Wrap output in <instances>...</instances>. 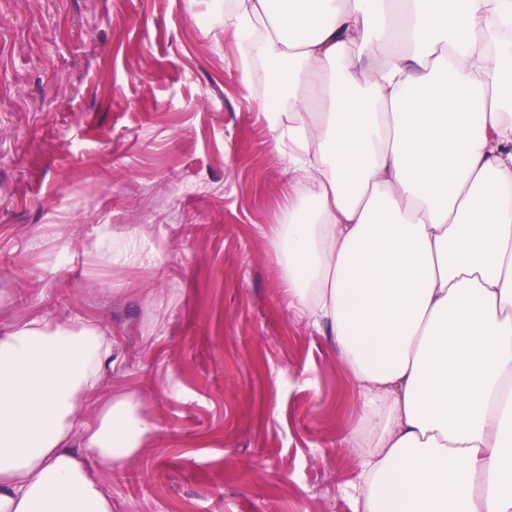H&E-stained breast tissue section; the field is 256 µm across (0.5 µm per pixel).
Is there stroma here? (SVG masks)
<instances>
[{"mask_svg":"<svg viewBox=\"0 0 512 512\" xmlns=\"http://www.w3.org/2000/svg\"><path fill=\"white\" fill-rule=\"evenodd\" d=\"M227 6L0 0V302L111 334L83 420L122 391L151 427L115 512H355L359 389L283 284L278 99ZM141 235L156 264L108 262Z\"/></svg>","mask_w":512,"mask_h":512,"instance_id":"1","label":"stroma"}]
</instances>
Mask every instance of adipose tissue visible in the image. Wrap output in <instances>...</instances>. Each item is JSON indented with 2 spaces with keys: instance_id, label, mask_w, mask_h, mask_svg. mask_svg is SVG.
Segmentation results:
<instances>
[{
  "instance_id": "obj_1",
  "label": "adipose tissue",
  "mask_w": 512,
  "mask_h": 512,
  "mask_svg": "<svg viewBox=\"0 0 512 512\" xmlns=\"http://www.w3.org/2000/svg\"><path fill=\"white\" fill-rule=\"evenodd\" d=\"M296 179L272 245L362 399L359 512H512V0H233ZM95 322L0 324V512H112L137 454Z\"/></svg>"
}]
</instances>
